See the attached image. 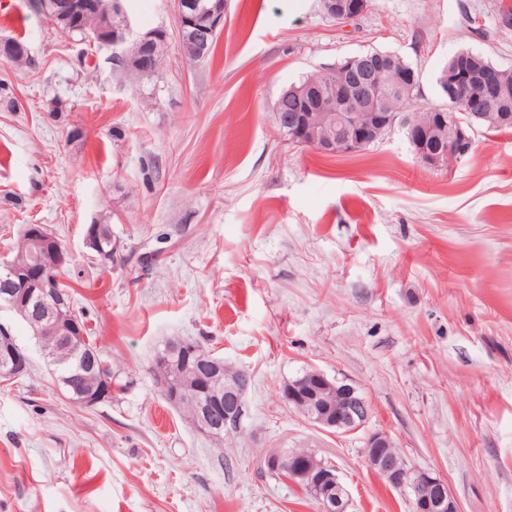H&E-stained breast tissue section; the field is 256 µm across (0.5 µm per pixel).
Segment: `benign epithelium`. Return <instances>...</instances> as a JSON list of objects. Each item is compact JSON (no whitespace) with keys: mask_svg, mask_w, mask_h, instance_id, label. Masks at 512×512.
<instances>
[{"mask_svg":"<svg viewBox=\"0 0 512 512\" xmlns=\"http://www.w3.org/2000/svg\"><path fill=\"white\" fill-rule=\"evenodd\" d=\"M175 6L177 39L190 41L195 47L196 60H204L214 35L224 27L228 0H221L215 9L205 14L198 11L196 0H175ZM50 7L65 20L75 22L66 31L85 35L81 43L96 44L101 50L112 51L114 57L124 58L126 45L132 42L137 47L133 57L135 69L152 76L159 74L158 60L167 42L162 30L154 29L133 37L130 26L114 29L107 20L89 30L85 26L87 17L92 10H101L96 0H52ZM322 8L336 22L347 23L367 11L368 0H322ZM468 59L470 56L463 53L452 56L441 80L444 94L463 102L471 117L490 116L500 123H511L512 110L496 95L499 85L493 72L474 70ZM414 82L413 72L396 69L391 53L355 55L336 66L332 73L331 85L336 87V92L329 95L330 111H322L321 102L314 100V91L319 85L308 82L292 90L299 108L294 112L275 113L276 121L281 132L325 154L355 152L398 124L420 162L441 168L443 161L454 160L463 153L471 137L461 122L449 113L430 112L421 117L386 111L390 93L400 92ZM25 232L38 247L46 246L51 240L41 224H29ZM102 240V226L89 225L85 247L99 250ZM51 252V259L40 265L0 259V310L15 313L38 334L61 336L65 343L73 346V337L83 335L81 323L73 311L70 290L60 287L62 280L54 275L66 264L69 252L58 243L51 247ZM190 357L194 358L195 370L201 377L195 395L198 429L208 436L220 434L240 419L246 387L237 377L222 388L212 386V379L221 370L220 361L195 348L185 353V358ZM29 364L27 352L19 347L9 344L0 348V382H10L24 375ZM161 389L171 403L184 396L172 368L162 380ZM332 389L336 391V416L320 413L314 422L336 433L362 429L369 418V405L359 390L343 381L331 382L321 372L313 384L303 378L288 383L284 400L288 403L304 398L315 401L321 392ZM364 453L368 465L379 469L388 482L412 490L413 512H460L447 483L430 470L407 467L385 433H369ZM301 477L309 482L319 512H346L347 500L342 498L344 485L335 468L320 470L311 466L302 471Z\"/></svg>","mask_w":512,"mask_h":512,"instance_id":"obj_1","label":"benign epithelium"}]
</instances>
